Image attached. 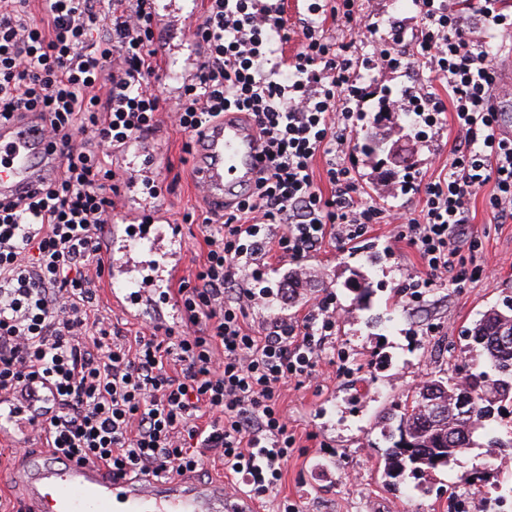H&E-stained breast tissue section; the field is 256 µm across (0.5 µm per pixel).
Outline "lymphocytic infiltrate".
<instances>
[{
  "instance_id": "1",
  "label": "lymphocytic infiltrate",
  "mask_w": 512,
  "mask_h": 512,
  "mask_svg": "<svg viewBox=\"0 0 512 512\" xmlns=\"http://www.w3.org/2000/svg\"><path fill=\"white\" fill-rule=\"evenodd\" d=\"M413 3L415 40L393 26L388 47L359 60L373 28L358 0H310L296 35L284 0H208L194 34L198 72L170 108L156 88L153 0H0V122L38 112L62 148L44 192L0 206V405L47 384L33 424L54 454L135 477L183 476L212 459L230 492L269 497L296 444L279 391L318 375L336 308L317 298L302 319L277 318L254 335L246 312L267 295L239 287V259L296 263L326 238L345 246L392 219L424 266L414 290L466 281L460 237L471 198L491 186L489 208L512 218V139L499 133L493 54L470 19L512 44V13L503 0ZM328 19L348 40L321 34ZM420 67L446 95L407 88L387 94L382 111L412 117L421 142L452 115L464 139L437 174L391 178L378 201L362 200L352 161L368 98L360 72ZM228 111L257 121L263 176L232 209L204 217L207 252L175 290L180 326L113 330L94 309L99 240L120 196L113 153L166 123L195 137ZM320 155L328 195L314 185ZM412 192L419 211L394 209L392 199Z\"/></svg>"
}]
</instances>
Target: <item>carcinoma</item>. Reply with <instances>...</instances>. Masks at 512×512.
<instances>
[{"label": "carcinoma", "instance_id": "1", "mask_svg": "<svg viewBox=\"0 0 512 512\" xmlns=\"http://www.w3.org/2000/svg\"><path fill=\"white\" fill-rule=\"evenodd\" d=\"M503 328L512 329V308L502 311L497 308L488 309L475 324L471 331L473 348L478 350L484 363L490 367L494 375L485 371L471 372L461 381L454 376L437 378L428 381L426 389L436 388L438 398L447 412L443 422L433 419L421 408L420 389L406 396L402 409L388 413V420L396 425L388 432L392 440L383 452L384 470L392 479L411 476L426 469L434 468L433 459L445 456L449 459L477 445L476 438L483 422L490 417L494 406L503 402H512V349L504 350L495 344V336ZM470 394L471 416L466 420L467 436L458 443L448 441V428L455 423V408L458 394ZM408 437L412 446H400L395 437Z\"/></svg>", "mask_w": 512, "mask_h": 512}]
</instances>
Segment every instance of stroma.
<instances>
[{"mask_svg":"<svg viewBox=\"0 0 512 512\" xmlns=\"http://www.w3.org/2000/svg\"><path fill=\"white\" fill-rule=\"evenodd\" d=\"M365 109L354 158L370 194L399 170L385 154L364 153L362 146L371 136L401 140L408 167L422 174L446 161L462 138L448 121L420 143L402 137L405 122L376 120L377 101ZM155 140L151 162L161 180L174 184L161 206L182 227V273L187 276L204 251L200 222L211 206L195 187L182 150L185 134L164 126ZM490 192L486 186L473 196L464 226V241L475 244L477 278L458 287L429 289L417 301L408 285L421 274V262L390 224L374 226L342 250L325 241L303 259L307 275L287 302L277 295L287 266L273 258L240 259V285L274 293L267 306L247 312L255 335H264L273 319L301 318L313 294L332 297L343 311L335 344L322 355L321 376L300 385L288 383L280 391L297 447L277 492L260 503L258 512H275L284 499L297 504L299 512H452L454 497L469 489V478L477 470L484 472L487 490L503 496L512 492V468L498 467L500 450L484 444L457 455L448 466L405 477L394 486L381 463L389 429L384 415L391 405L424 381L482 370V362L468 348L467 331L488 308L512 303V221L500 222L491 211ZM188 213L193 216L189 223L183 220Z\"/></svg>","mask_w":512,"mask_h":512,"instance_id":"obj_1","label":"stroma"}]
</instances>
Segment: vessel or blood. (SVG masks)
Returning a JSON list of instances; mask_svg holds the SVG:
<instances>
[{
    "label": "vessel or blood",
    "mask_w": 512,
    "mask_h": 512,
    "mask_svg": "<svg viewBox=\"0 0 512 512\" xmlns=\"http://www.w3.org/2000/svg\"><path fill=\"white\" fill-rule=\"evenodd\" d=\"M41 126L37 113L30 111L0 125V202L40 193L56 174L60 147L41 133ZM153 149L152 139L144 137L130 141L119 152L129 173L99 252L113 308L135 319L141 316L144 298L175 278L184 259L180 225L170 223L157 199L141 190L142 182L155 174L149 162ZM191 166L206 198L217 211H224L254 186L264 167L255 122L235 112L225 113L194 139ZM138 222L143 232L135 238L129 229ZM161 239L167 240L168 248L160 251L156 273L150 280H141L131 257L156 250ZM29 417L27 403H13L10 412L0 415V434L28 427ZM8 479L21 489L25 512H244L220 483L195 484L181 478L137 482L89 463L46 454L27 456Z\"/></svg>",
    "instance_id": "obj_1"
}]
</instances>
